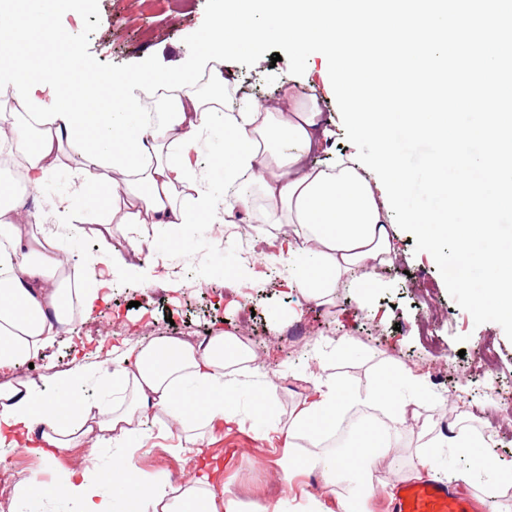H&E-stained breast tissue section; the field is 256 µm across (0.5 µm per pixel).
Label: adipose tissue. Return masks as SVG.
I'll return each mask as SVG.
<instances>
[{"label": "adipose tissue", "mask_w": 512, "mask_h": 512, "mask_svg": "<svg viewBox=\"0 0 512 512\" xmlns=\"http://www.w3.org/2000/svg\"><path fill=\"white\" fill-rule=\"evenodd\" d=\"M163 99L168 111L151 119L142 138L152 163L138 176L82 158L68 146L63 120L40 125L16 97L0 101V151L20 167L26 191L40 194L60 167L72 174L68 196L45 198L33 212L0 182V465L8 463L5 448L26 449L46 463L67 456L73 463L54 486L37 472L20 479L0 512H32L39 497L69 505L70 512H112L116 500L123 512H267L258 504L244 510L234 493L216 490L205 477L179 484L134 477L133 450L148 418L164 416L167 431L190 444L214 420L234 421L240 383L227 369L255 358L234 333L216 330L203 344L161 336L113 353L98 369L76 367L45 381L20 373L67 325L93 310L114 265H159L150 242L155 227L207 224L219 232L236 214L278 225L288 241L286 282L310 300L324 299L347 280L372 286L374 271L397 256L385 230L389 207L363 167L348 158L329 169L312 163L328 134L315 99L288 94L274 102L227 103L191 87ZM219 123L224 146L211 153L210 165L224 172L220 194L191 159ZM88 196L95 206L77 218L74 203ZM88 232L101 251L79 266L63 240ZM118 233L127 242L121 250L112 245ZM93 385L99 396L88 395ZM316 392L286 426L314 445L348 397L333 383ZM369 395L402 419L417 404L421 381L394 369ZM397 439V430L373 423L346 454L292 450L288 466L319 472L328 485L345 480L339 512H366L367 461L387 454ZM109 447L118 451L111 475L90 480V462Z\"/></svg>", "instance_id": "obj_1"}]
</instances>
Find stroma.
Returning a JSON list of instances; mask_svg holds the SVG:
<instances>
[{"label":"stroma","instance_id":"1","mask_svg":"<svg viewBox=\"0 0 512 512\" xmlns=\"http://www.w3.org/2000/svg\"><path fill=\"white\" fill-rule=\"evenodd\" d=\"M100 25L89 48L102 63L132 64L158 56L163 64L187 60L184 42L204 19L206 0H98ZM231 90L272 101L287 92L315 97L332 121L316 159L334 164L355 153L345 138L328 68L312 54L303 75L290 73L288 61L263 56L254 66L221 64ZM398 251L389 266L376 271V288L343 284L328 303L305 300L284 281L280 261L270 262L263 278L241 294L225 291L228 272L242 266V253L261 247L274 234L271 224L244 220L225 225L224 242L198 224L156 233L154 249L167 268H181L171 289L147 277L117 272L107 300L33 358L22 374L40 380L66 368H95L116 348L159 336H206L217 328L240 330L252 338L254 362L235 367L241 380L237 420L214 421L198 445L184 446L153 418L141 429L135 464L140 475L179 483L209 477L216 488H230L245 504L268 512H336L343 483L325 486L318 473L284 472L288 450L278 431L293 411L313 395L316 385L344 384L350 400L342 414L373 408L368 393L385 372L403 366L423 383L416 414L399 421L376 410L378 422L399 428L402 445L370 461L373 493L368 512H388L387 485L414 482L424 454H432L437 478L479 501L483 512H512V489L504 490L500 472L477 473L467 450L439 448L445 424L490 435L488 452L502 470L512 468V341L494 322L475 324L449 295L433 257L415 252L414 235L397 224L386 227ZM497 353V367L484 373V345ZM274 380L278 402L264 415L254 410L253 392ZM374 409V408H373Z\"/></svg>","mask_w":512,"mask_h":512}]
</instances>
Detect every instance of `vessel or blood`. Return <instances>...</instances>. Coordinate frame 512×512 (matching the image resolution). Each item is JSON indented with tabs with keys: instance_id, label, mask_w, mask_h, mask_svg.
I'll list each match as a JSON object with an SVG mask.
<instances>
[{
	"instance_id": "obj_1",
	"label": "vessel or blood",
	"mask_w": 512,
	"mask_h": 512,
	"mask_svg": "<svg viewBox=\"0 0 512 512\" xmlns=\"http://www.w3.org/2000/svg\"><path fill=\"white\" fill-rule=\"evenodd\" d=\"M392 503V512H478L474 502L432 478L400 486Z\"/></svg>"
}]
</instances>
